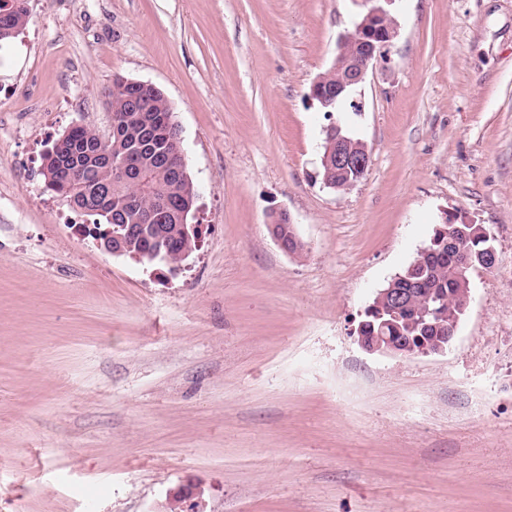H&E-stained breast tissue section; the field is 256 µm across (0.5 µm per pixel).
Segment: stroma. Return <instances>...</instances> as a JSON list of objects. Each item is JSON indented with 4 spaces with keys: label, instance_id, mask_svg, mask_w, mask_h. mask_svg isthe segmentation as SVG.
<instances>
[{
    "label": "stroma",
    "instance_id": "1",
    "mask_svg": "<svg viewBox=\"0 0 512 512\" xmlns=\"http://www.w3.org/2000/svg\"><path fill=\"white\" fill-rule=\"evenodd\" d=\"M374 5L27 0L0 44V512H512V0H391L327 116L310 86ZM118 76L181 131L208 232L174 272L75 234L40 174L70 127L109 135ZM333 119L371 152L347 192L317 176ZM443 222L497 249L452 345L366 353ZM280 219H284L288 223H286L285 221L280 220ZM277 220H280V221L277 222L276 224H269V231H270L272 238L274 239V241L277 243V245L283 252H285L289 255H295V253L288 251V248L285 245V243H286L289 247L295 246L294 238L297 237L298 234L295 230L294 224H291L290 218L286 211H281L279 213V215L276 217L275 221H277ZM277 224H279V225H277ZM276 226H278L279 229L276 228ZM284 241H285V243H284Z\"/></svg>",
    "mask_w": 512,
    "mask_h": 512
}]
</instances>
